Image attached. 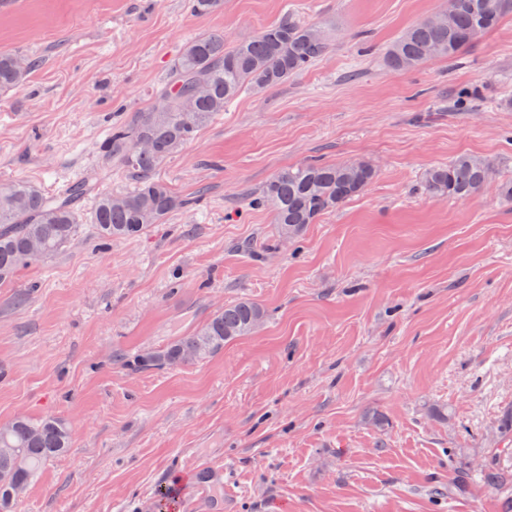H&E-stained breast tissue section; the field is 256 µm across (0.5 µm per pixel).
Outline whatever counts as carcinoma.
<instances>
[{
    "instance_id": "1",
    "label": "carcinoma",
    "mask_w": 512,
    "mask_h": 512,
    "mask_svg": "<svg viewBox=\"0 0 512 512\" xmlns=\"http://www.w3.org/2000/svg\"><path fill=\"white\" fill-rule=\"evenodd\" d=\"M222 0H191L199 16L217 11ZM512 12V0H456L451 20L430 17L412 25L387 49L389 67L412 70L433 57L455 58ZM331 49L330 34L315 23L292 17L262 28L229 45L224 34L208 32L188 41L173 59L168 83L149 107L115 124L101 146L105 160L129 174L127 192L98 194L90 208L82 182L63 195H49L35 183L17 179L0 184V281L29 264L43 262L67 247L79 225H91L103 242L134 240L163 223L191 201L174 193L157 170L195 139L200 126L224 111L245 90L262 93L307 71ZM38 67L35 58L0 52V90L24 84ZM490 165L461 154L429 169L424 191L437 197L466 199L482 189ZM367 161L332 165L317 161L278 169L251 204L270 210L279 237L286 241L324 214L362 193L376 178ZM264 308L241 300L216 311L207 322L166 345L139 355V369L179 367L224 350L263 324ZM72 430L55 415L39 420L18 417L0 427V512H12L17 487L30 485L40 467L67 452Z\"/></svg>"
}]
</instances>
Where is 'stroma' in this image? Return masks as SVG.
Returning <instances> with one entry per match:
<instances>
[{
	"label": "stroma",
	"mask_w": 512,
	"mask_h": 512,
	"mask_svg": "<svg viewBox=\"0 0 512 512\" xmlns=\"http://www.w3.org/2000/svg\"><path fill=\"white\" fill-rule=\"evenodd\" d=\"M446 0H0V52L40 58L0 91V181L50 193L130 182L100 144L144 110L194 36L228 42L293 17L331 50L244 91L160 178L189 209L136 240L89 226L47 264L0 282V425L48 414L72 445L14 512H512V13L456 58L410 72L385 51ZM480 92L458 107L460 89ZM492 166L460 200L428 169ZM372 163L374 182L281 241L249 201L280 168ZM249 299L254 334L198 362L138 369L216 310ZM224 482L191 488L193 464ZM496 481H489L488 472Z\"/></svg>",
	"instance_id": "35a3bbf8"
}]
</instances>
